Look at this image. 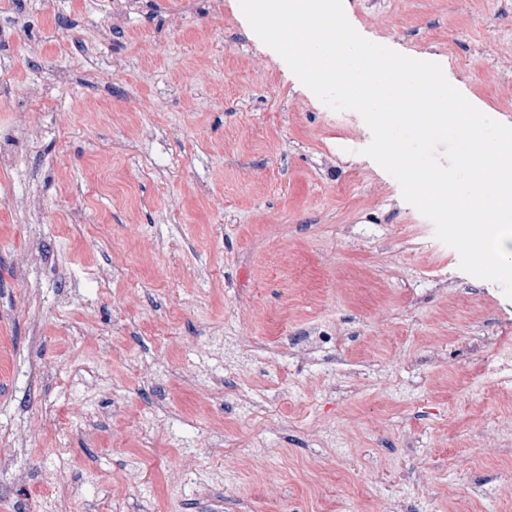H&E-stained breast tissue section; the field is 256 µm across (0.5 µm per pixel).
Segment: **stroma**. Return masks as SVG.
<instances>
[{
  "label": "stroma",
  "mask_w": 512,
  "mask_h": 512,
  "mask_svg": "<svg viewBox=\"0 0 512 512\" xmlns=\"http://www.w3.org/2000/svg\"><path fill=\"white\" fill-rule=\"evenodd\" d=\"M348 3L512 125V4ZM115 10L0 0V512H512V299L233 0Z\"/></svg>",
  "instance_id": "obj_1"
}]
</instances>
